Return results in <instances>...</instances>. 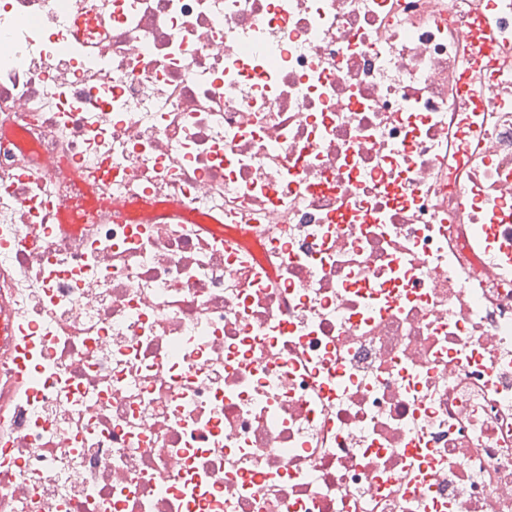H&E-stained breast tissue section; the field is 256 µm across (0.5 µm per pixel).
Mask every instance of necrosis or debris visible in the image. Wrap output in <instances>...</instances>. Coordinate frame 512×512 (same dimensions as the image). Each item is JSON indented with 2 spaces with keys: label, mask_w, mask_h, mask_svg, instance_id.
<instances>
[{
  "label": "necrosis or debris",
  "mask_w": 512,
  "mask_h": 512,
  "mask_svg": "<svg viewBox=\"0 0 512 512\" xmlns=\"http://www.w3.org/2000/svg\"><path fill=\"white\" fill-rule=\"evenodd\" d=\"M476 22L0 0V512H512V62Z\"/></svg>",
  "instance_id": "necrosis-or-debris-1"
}]
</instances>
